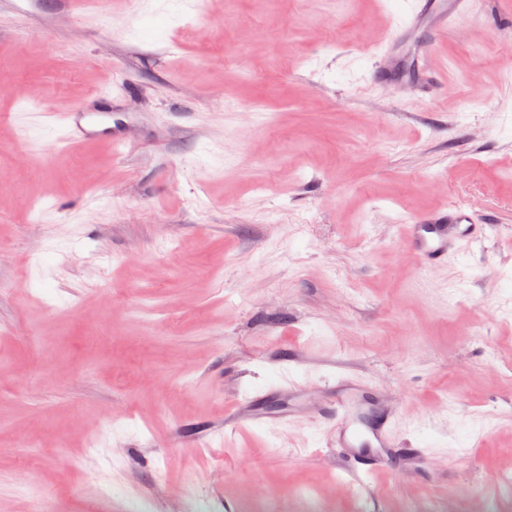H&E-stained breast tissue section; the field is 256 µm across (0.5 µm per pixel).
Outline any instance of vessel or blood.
<instances>
[{
	"label": "vessel or blood",
	"mask_w": 512,
	"mask_h": 512,
	"mask_svg": "<svg viewBox=\"0 0 512 512\" xmlns=\"http://www.w3.org/2000/svg\"><path fill=\"white\" fill-rule=\"evenodd\" d=\"M458 8L434 11L431 0H412L409 20L400 22L389 35L384 48H392L402 41L413 24L430 18L433 29L446 33L449 18L458 17ZM64 131V146L73 147L98 139V130L90 128L83 112L72 109L58 116ZM403 242L425 266L444 264L456 241L471 243L483 240V227L472 209L462 206L446 207L431 213L417 215L403 225ZM325 417L336 432V445L345 451L346 471L359 477H369L391 470L392 463L384 449L389 444L388 418L372 397L365 395L359 383L340 379L325 408Z\"/></svg>",
	"instance_id": "obj_1"
}]
</instances>
